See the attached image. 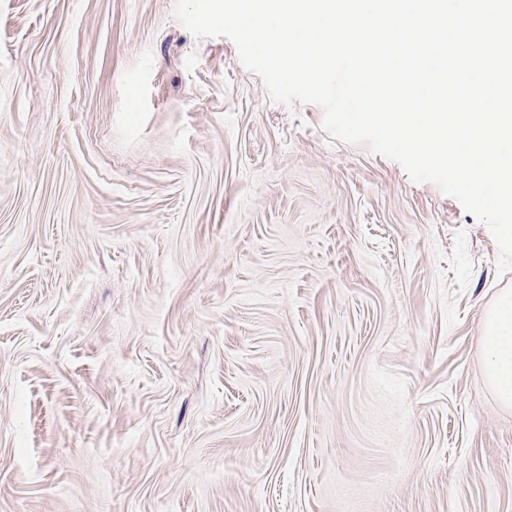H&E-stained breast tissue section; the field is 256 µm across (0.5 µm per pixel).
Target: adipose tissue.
<instances>
[{"mask_svg": "<svg viewBox=\"0 0 512 512\" xmlns=\"http://www.w3.org/2000/svg\"><path fill=\"white\" fill-rule=\"evenodd\" d=\"M482 339L486 380L499 404L512 407V289H504L485 313Z\"/></svg>", "mask_w": 512, "mask_h": 512, "instance_id": "obj_1", "label": "adipose tissue"}]
</instances>
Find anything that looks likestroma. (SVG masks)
<instances>
[{
  "label": "stroma",
  "mask_w": 512,
  "mask_h": 512,
  "mask_svg": "<svg viewBox=\"0 0 512 512\" xmlns=\"http://www.w3.org/2000/svg\"><path fill=\"white\" fill-rule=\"evenodd\" d=\"M175 0H0V512H512L489 229Z\"/></svg>",
  "instance_id": "obj_1"
}]
</instances>
